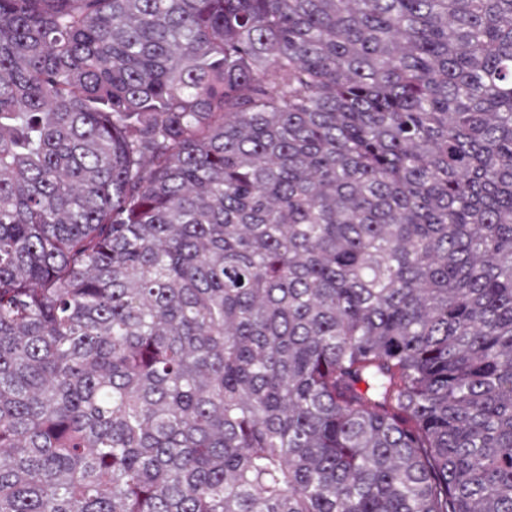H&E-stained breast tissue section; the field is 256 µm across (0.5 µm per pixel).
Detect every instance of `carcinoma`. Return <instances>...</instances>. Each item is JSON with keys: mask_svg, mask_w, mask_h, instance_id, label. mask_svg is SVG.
Instances as JSON below:
<instances>
[{"mask_svg": "<svg viewBox=\"0 0 512 512\" xmlns=\"http://www.w3.org/2000/svg\"><path fill=\"white\" fill-rule=\"evenodd\" d=\"M0 512H512V0H0Z\"/></svg>", "mask_w": 512, "mask_h": 512, "instance_id": "1", "label": "carcinoma"}]
</instances>
